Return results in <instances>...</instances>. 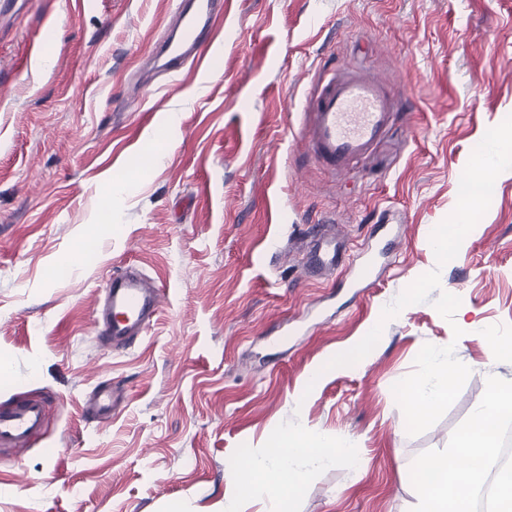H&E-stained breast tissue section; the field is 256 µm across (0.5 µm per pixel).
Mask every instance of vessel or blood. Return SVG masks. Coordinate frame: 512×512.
Segmentation results:
<instances>
[{
	"label": "vessel or blood",
	"instance_id": "b4317fda",
	"mask_svg": "<svg viewBox=\"0 0 512 512\" xmlns=\"http://www.w3.org/2000/svg\"><path fill=\"white\" fill-rule=\"evenodd\" d=\"M224 0H176L169 14L173 28L157 47L164 67L177 71L201 39L211 38L215 17ZM402 104L374 74L338 67L310 85L301 112V138L308 155L332 173L346 171L365 157L384 136ZM316 268L339 262L342 246L333 239L314 237ZM162 292L137 272L112 273L106 298L92 313L97 335L126 342L145 335L159 312ZM49 402L42 397L19 399L0 406V447L22 453L46 424Z\"/></svg>",
	"mask_w": 512,
	"mask_h": 512
}]
</instances>
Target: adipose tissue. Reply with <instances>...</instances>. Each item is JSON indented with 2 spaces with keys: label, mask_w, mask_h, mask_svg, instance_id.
<instances>
[{
  "label": "adipose tissue",
  "mask_w": 512,
  "mask_h": 512,
  "mask_svg": "<svg viewBox=\"0 0 512 512\" xmlns=\"http://www.w3.org/2000/svg\"><path fill=\"white\" fill-rule=\"evenodd\" d=\"M507 418H512V386L490 381L486 398L477 404L470 425L456 440L453 461L432 460L423 466L419 488L422 512H473L475 491L489 475L499 426ZM301 457L332 466L352 460L353 453L350 442L313 431H293L287 441L272 443L228 465L230 491L224 496V512H246L269 491L291 492L301 487L305 474L296 466Z\"/></svg>",
  "instance_id": "adipose-tissue-1"
}]
</instances>
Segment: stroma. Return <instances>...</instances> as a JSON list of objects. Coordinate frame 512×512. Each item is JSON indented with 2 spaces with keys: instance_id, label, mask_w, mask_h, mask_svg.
I'll use <instances>...</instances> for the list:
<instances>
[{
  "instance_id": "1",
  "label": "stroma",
  "mask_w": 512,
  "mask_h": 512,
  "mask_svg": "<svg viewBox=\"0 0 512 512\" xmlns=\"http://www.w3.org/2000/svg\"><path fill=\"white\" fill-rule=\"evenodd\" d=\"M172 7L0 5V405L53 403L23 455L0 448V512H224L227 462L297 429L351 439L353 463L301 460L299 489L248 512H417L421 465L452 454L489 378L512 381L487 341H512V170L453 260L437 266L430 244L472 152L512 115V0H225L217 39L135 95ZM339 66L384 74L403 108L334 175L298 129L314 75ZM322 224L344 265L372 260L357 284L310 272ZM91 229L93 247L53 275ZM129 264L164 297L148 333L115 351L91 315ZM435 269L461 300L453 320L409 305L363 360L327 369ZM427 343L454 344L471 374L412 436L392 387ZM110 382L122 409L92 419Z\"/></svg>"
}]
</instances>
